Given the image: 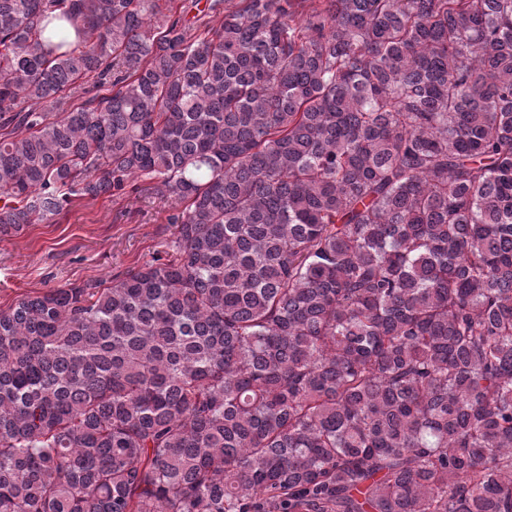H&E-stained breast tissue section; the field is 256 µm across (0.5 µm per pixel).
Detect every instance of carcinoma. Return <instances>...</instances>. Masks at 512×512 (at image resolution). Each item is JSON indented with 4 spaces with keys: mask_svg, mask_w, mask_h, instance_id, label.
I'll return each instance as SVG.
<instances>
[{
    "mask_svg": "<svg viewBox=\"0 0 512 512\" xmlns=\"http://www.w3.org/2000/svg\"><path fill=\"white\" fill-rule=\"evenodd\" d=\"M160 2L0 0V236L177 225L0 309V512H512V0Z\"/></svg>",
    "mask_w": 512,
    "mask_h": 512,
    "instance_id": "carcinoma-1",
    "label": "carcinoma"
}]
</instances>
